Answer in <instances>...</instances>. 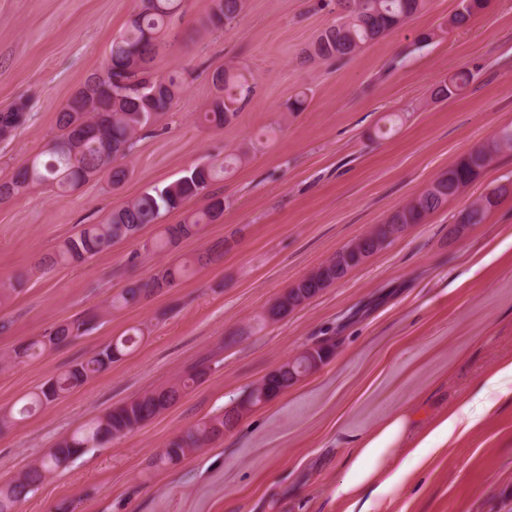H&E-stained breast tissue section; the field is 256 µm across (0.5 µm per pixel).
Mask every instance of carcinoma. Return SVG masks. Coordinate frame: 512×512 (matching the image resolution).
I'll use <instances>...</instances> for the list:
<instances>
[{
    "instance_id": "1",
    "label": "carcinoma",
    "mask_w": 512,
    "mask_h": 512,
    "mask_svg": "<svg viewBox=\"0 0 512 512\" xmlns=\"http://www.w3.org/2000/svg\"><path fill=\"white\" fill-rule=\"evenodd\" d=\"M150 5L136 14L130 29L112 39L103 71L90 77L68 100V109L58 113V135L49 148L29 157L10 177L0 178V203L23 194L37 185L72 189L100 175H108L112 184H122L129 175L124 160L131 154L138 132L155 125L169 112L181 88L177 77L154 76L152 62L165 52L173 32L171 17L180 9L181 0H149ZM209 22L219 28L237 20L242 0H212ZM489 0H460L448 16V29L462 28L482 12ZM429 0H327L322 8L334 6L336 19L324 28L312 43L309 56L342 62L426 10ZM468 71L460 69L438 81L431 96L445 101L459 95L470 82ZM213 84L222 95L217 97L204 119L222 128L238 114L253 92V86L240 68L227 65L213 75ZM26 121L25 104L0 112V140H6ZM512 152V123L498 128L490 137L448 166L422 192L394 210L382 224L350 246L336 253L319 268V277H304L290 286L270 308L266 319L278 321L281 309L295 310L322 290L344 278L353 268L376 253L375 244H386L409 226L422 223L448 199L463 193L499 157ZM226 171V164L209 161L194 167L188 175L162 187L145 191L124 207L112 212L104 224H83L66 239L55 263L81 262L110 250L115 244L137 236L146 226L158 223L166 212L203 193ZM512 196V178L490 184L479 197L463 208L458 224H482L502 199ZM224 213V200L213 195L207 206L188 214L183 223L169 224L162 234L144 247L162 251L169 245L198 235L202 225L217 221ZM188 262L171 265L145 283L131 284L106 300L105 310H119L137 303L148 293L172 288L187 270ZM96 315L79 317L57 324L47 335L21 343L8 359L22 363L37 349L46 350L77 339L93 326ZM129 339L108 344L91 358L44 382L29 396V404L45 406L82 386L124 355ZM334 345L323 343L306 349L304 359L315 366L326 362ZM212 370L211 361L195 366L178 383L129 399L93 420L86 428L56 441L44 456L11 480L0 484V512H15L17 503L35 492L44 481L66 470L89 449L105 445L139 428L176 403L185 389L200 382ZM299 380L288 364L268 373L232 407L221 411L177 434L152 460L153 468L168 469L216 441L232 429L244 414L266 404Z\"/></svg>"
}]
</instances>
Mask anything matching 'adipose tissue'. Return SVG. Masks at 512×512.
<instances>
[{"label":"adipose tissue","mask_w":512,"mask_h":512,"mask_svg":"<svg viewBox=\"0 0 512 512\" xmlns=\"http://www.w3.org/2000/svg\"><path fill=\"white\" fill-rule=\"evenodd\" d=\"M480 423L465 400L420 430L415 428L411 412H395L348 458L346 472L336 487L337 498L345 504L346 512H381L393 494L411 480L414 466L425 463L435 449L455 443Z\"/></svg>","instance_id":"obj_1"}]
</instances>
